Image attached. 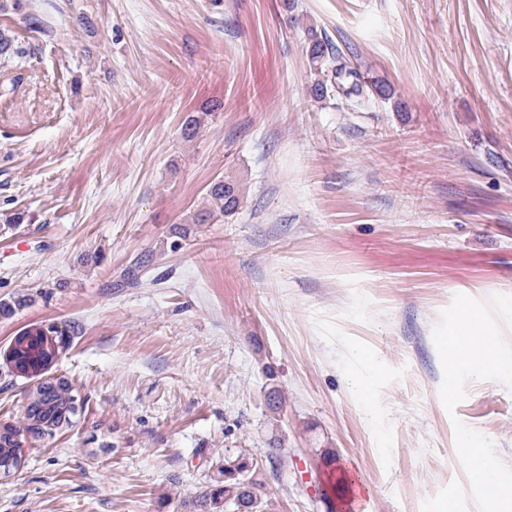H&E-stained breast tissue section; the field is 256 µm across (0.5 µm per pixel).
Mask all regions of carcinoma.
Returning a JSON list of instances; mask_svg holds the SVG:
<instances>
[{
    "mask_svg": "<svg viewBox=\"0 0 512 512\" xmlns=\"http://www.w3.org/2000/svg\"><path fill=\"white\" fill-rule=\"evenodd\" d=\"M308 35L306 54L310 72L314 75L309 91L317 101L327 98L331 88H336L347 96H361L365 87L372 88L378 96L388 98L391 90L378 83H362L357 70L342 62L340 53L332 42L318 34L315 26L305 27ZM25 50L21 47L14 32L0 28V68L9 69L21 64ZM243 198L240 185L234 181L218 178L211 182L203 208L189 216L187 224H207L234 213ZM75 395L72 385L67 383L55 386L44 382L39 394L28 398L25 408V430L10 424V436L0 437V454L17 453L20 448L11 446V436L27 433L38 438L45 432L60 426L69 418ZM284 451L283 440L277 436L270 439L265 456H258L244 450L224 456V465L219 468V476L207 482L193 502L197 512H227V507L239 505L244 512H268L262 495L264 487L263 460L276 463Z\"/></svg>",
    "mask_w": 512,
    "mask_h": 512,
    "instance_id": "1",
    "label": "carcinoma"
}]
</instances>
